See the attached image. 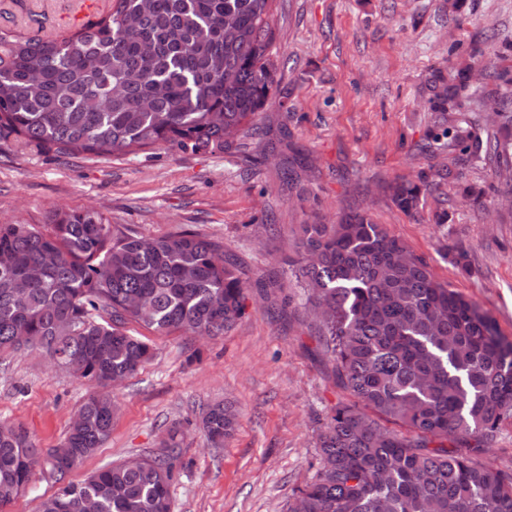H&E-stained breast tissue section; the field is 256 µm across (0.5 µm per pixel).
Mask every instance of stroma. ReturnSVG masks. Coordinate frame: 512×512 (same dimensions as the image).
Instances as JSON below:
<instances>
[{"label":"stroma","instance_id":"obj_1","mask_svg":"<svg viewBox=\"0 0 512 512\" xmlns=\"http://www.w3.org/2000/svg\"><path fill=\"white\" fill-rule=\"evenodd\" d=\"M77 0H0V23L45 33L78 27ZM271 48L281 83L259 136L215 154L158 149L89 159L0 141V224H43L55 211L95 208L146 237L185 227L223 242L243 278L288 282L301 225L366 210L424 257L439 281L479 304L512 341V207L492 165L425 154L435 130L428 85L447 71L451 43H494L512 65V0H276ZM453 168L487 188L472 204L441 184L417 217L391 201L396 179ZM453 214L438 224L440 208ZM468 252V269L445 258ZM241 323L219 337L156 336L138 324L153 361L115 391L119 411L103 448L69 475L78 483L133 455L159 453L184 422L172 512H286L315 472L317 435L343 399L305 310L289 312L254 287ZM36 348L0 352V422L20 423L42 448L62 444L90 394ZM231 403L238 426L215 448L199 427L206 406Z\"/></svg>","mask_w":512,"mask_h":512}]
</instances>
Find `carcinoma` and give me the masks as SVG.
<instances>
[{
    "instance_id": "carcinoma-1",
    "label": "carcinoma",
    "mask_w": 512,
    "mask_h": 512,
    "mask_svg": "<svg viewBox=\"0 0 512 512\" xmlns=\"http://www.w3.org/2000/svg\"><path fill=\"white\" fill-rule=\"evenodd\" d=\"M109 2L68 34L0 28V138L94 158L209 154L258 133L279 84L273 0ZM471 69L456 62L431 81V140L512 181V66L488 74V93ZM488 107L495 121L482 125ZM432 188L425 173L388 186L409 215ZM295 250L291 277L348 399L326 412L315 476L288 512H512V472L473 462L512 420V342L364 210L302 225ZM247 288L224 243L188 228L144 237L95 210L0 224V351L24 338L95 385L57 448L0 425V512L40 473L58 483L40 512H171L178 424L157 456L65 478L111 435L112 378L154 357L126 325L217 336L245 316ZM237 419L214 403L201 424L219 448Z\"/></svg>"
}]
</instances>
